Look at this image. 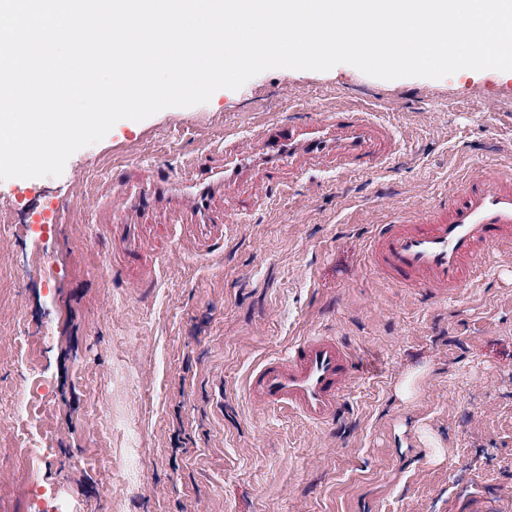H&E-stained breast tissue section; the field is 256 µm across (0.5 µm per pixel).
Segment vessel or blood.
Wrapping results in <instances>:
<instances>
[{
  "instance_id": "b4317fda",
  "label": "vessel or blood",
  "mask_w": 512,
  "mask_h": 512,
  "mask_svg": "<svg viewBox=\"0 0 512 512\" xmlns=\"http://www.w3.org/2000/svg\"><path fill=\"white\" fill-rule=\"evenodd\" d=\"M260 152L236 146L222 168L204 167L190 183L159 181L130 196V209L145 211L168 199L185 196L196 220L194 240L200 255L224 245V214L208 199L220 183H233L255 171L260 178L255 199L263 201L283 165L335 159L338 165L370 173L395 152L393 129L365 110H339L329 118H292L268 126L259 136ZM112 234L123 244L125 278L140 290L158 287V254L143 225L116 224ZM502 258L512 257V174L494 167L459 188L424 213L376 225L368 253L375 273L420 299L443 301L471 288L489 245ZM354 350L338 337L314 332L298 337L284 354L255 364L244 380L250 400L270 410L297 415L317 428L334 426L343 413L348 388L358 370Z\"/></svg>"
}]
</instances>
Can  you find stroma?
I'll return each instance as SVG.
<instances>
[{
  "label": "stroma",
  "instance_id": "1",
  "mask_svg": "<svg viewBox=\"0 0 512 512\" xmlns=\"http://www.w3.org/2000/svg\"><path fill=\"white\" fill-rule=\"evenodd\" d=\"M350 108L396 133L377 172L315 163L246 210L253 178L213 193L224 250L208 258L174 211L153 209L142 223L168 227L155 293L104 275V227L125 219L114 171L181 182L267 125ZM485 163L512 166V79L340 64L120 120L61 175L0 180V216L5 198L57 211L0 235V512H34L36 486L70 512H512V263L490 248L478 287L435 304L363 264L373 225ZM315 329L363 357L332 430L242 392L258 359Z\"/></svg>",
  "mask_w": 512,
  "mask_h": 512
}]
</instances>
